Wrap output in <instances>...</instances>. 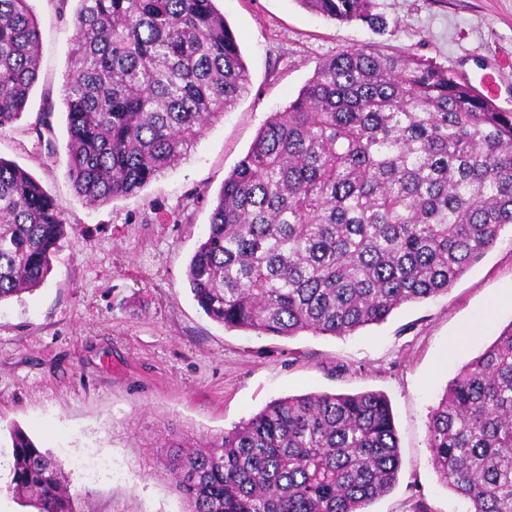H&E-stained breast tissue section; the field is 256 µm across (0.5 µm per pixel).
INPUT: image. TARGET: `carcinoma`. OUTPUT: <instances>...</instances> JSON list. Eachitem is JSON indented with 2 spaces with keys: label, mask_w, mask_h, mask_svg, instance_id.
<instances>
[{
  "label": "carcinoma",
  "mask_w": 512,
  "mask_h": 512,
  "mask_svg": "<svg viewBox=\"0 0 512 512\" xmlns=\"http://www.w3.org/2000/svg\"><path fill=\"white\" fill-rule=\"evenodd\" d=\"M63 105L68 175L86 203L135 194L192 150L249 85L215 0H77ZM383 24L375 0H299ZM29 0H0V129L38 75ZM512 226V112L450 71L377 50L323 60L224 178L186 278L226 328L346 336L448 292ZM72 226L0 158V303L41 286ZM8 489L35 512H80L61 461L18 427ZM431 464L466 512H512V323L450 380ZM374 391L309 393L198 439L169 423L142 465L174 476L184 512H366L400 469Z\"/></svg>",
  "instance_id": "1"
}]
</instances>
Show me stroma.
Returning <instances> with one entry per match:
<instances>
[{
	"label": "stroma",
	"instance_id": "obj_1",
	"mask_svg": "<svg viewBox=\"0 0 512 512\" xmlns=\"http://www.w3.org/2000/svg\"><path fill=\"white\" fill-rule=\"evenodd\" d=\"M386 25L340 23L299 0H216L250 75L237 105L196 148L134 195L93 207L67 174L62 104L75 0H30L39 71L20 121L0 129V158L30 172L72 225L48 280L0 303V464L19 425L43 447L112 459L114 475L70 470L86 512H182L168 475L143 469L146 428L173 419L228 431L269 402L310 392L377 391L389 399L401 466L369 512H465L435 472L430 413L449 379L512 323V230L448 293L409 303L347 336H260L227 329L186 282L211 203L271 112L316 65L348 48L405 53L461 80L512 89V0H375ZM50 113L52 131L34 127Z\"/></svg>",
	"mask_w": 512,
	"mask_h": 512
}]
</instances>
